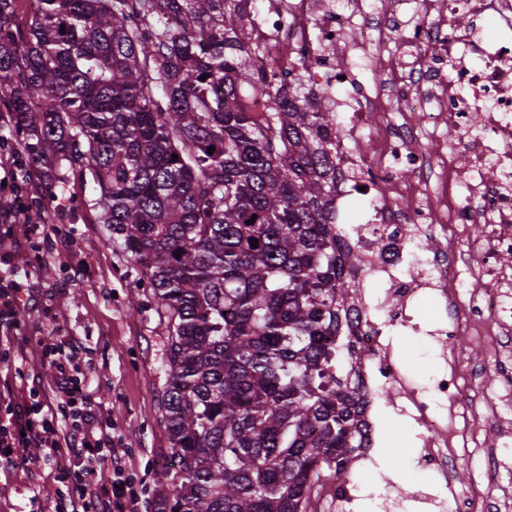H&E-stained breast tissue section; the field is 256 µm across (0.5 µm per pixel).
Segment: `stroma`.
Masks as SVG:
<instances>
[{"mask_svg":"<svg viewBox=\"0 0 512 512\" xmlns=\"http://www.w3.org/2000/svg\"><path fill=\"white\" fill-rule=\"evenodd\" d=\"M93 194L92 185L46 177L36 192L52 199L42 233L31 238L25 225L15 224L0 240V272L14 274L23 285L18 323L0 339V377L10 383L9 389L0 388V419L10 393L54 387L56 370L41 361L42 342L77 341L73 374L98 421L112 426L116 442L127 451L135 512H158L161 497L170 492L158 481L171 453L161 411L167 329L131 261L107 242L103 225L91 223L83 200ZM413 315L422 333L396 336L393 346L408 378L422 387L442 369L440 346L427 334L442 315L427 295ZM371 419L378 446L369 459L353 463L350 476L380 489L373 512H437L432 478L418 465L422 448L416 428L382 404ZM61 464L71 467L75 461L59 455L57 464L40 473L21 461L0 468V512H49L60 488Z\"/></svg>","mask_w":512,"mask_h":512,"instance_id":"stroma-1","label":"stroma"}]
</instances>
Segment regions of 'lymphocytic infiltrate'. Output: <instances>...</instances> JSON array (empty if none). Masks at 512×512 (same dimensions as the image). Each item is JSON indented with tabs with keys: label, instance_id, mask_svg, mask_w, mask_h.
Returning <instances> with one entry per match:
<instances>
[{
	"label": "lymphocytic infiltrate",
	"instance_id": "lymphocytic-infiltrate-1",
	"mask_svg": "<svg viewBox=\"0 0 512 512\" xmlns=\"http://www.w3.org/2000/svg\"><path fill=\"white\" fill-rule=\"evenodd\" d=\"M0 179L14 188L13 195L0 197V218L8 224H27L29 233L38 232L45 217L31 212L23 200L38 182L36 171L23 167L11 154L0 167ZM40 356L55 365L58 381L51 391L27 395L11 404L7 423L0 425V463L12 464L15 455L20 454L37 472L42 469L44 459L63 451L90 465L109 459L111 469L106 483L91 490L81 478H74L70 486L58 492L51 512H129L134 495L127 454L115 447L110 432L92 425V404L80 380L67 371L78 357L77 350L64 351L50 343L43 345ZM65 413L70 415L71 425H60L59 417ZM32 448L43 449L44 458L29 456Z\"/></svg>",
	"mask_w": 512,
	"mask_h": 512
}]
</instances>
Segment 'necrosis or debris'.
I'll return each mask as SVG.
<instances>
[{
    "instance_id": "1",
    "label": "necrosis or debris",
    "mask_w": 512,
    "mask_h": 512,
    "mask_svg": "<svg viewBox=\"0 0 512 512\" xmlns=\"http://www.w3.org/2000/svg\"><path fill=\"white\" fill-rule=\"evenodd\" d=\"M267 0L254 34L277 69L305 59L316 88H346L336 106L342 184L383 187L362 224L337 237L358 243L360 284L350 305L356 365L367 405L379 394L419 430L423 469L446 493L449 512H497L495 477L512 466V436L486 457L484 490L459 488L452 474L460 444L512 409V383L488 391L482 370L455 350L457 335L478 337L490 362L512 350V0ZM469 22L456 25L459 14ZM497 34L488 36L484 19ZM355 31L379 45L376 57L350 53ZM375 63L384 88L368 93L357 78ZM374 112L378 121L365 127ZM424 146L415 141L423 127ZM376 149L365 154L364 139ZM468 156L458 167V151ZM434 239L433 248L422 245ZM429 292L446 317L431 337L444 367L431 387L408 380L395 355V331L412 328L410 310Z\"/></svg>"
}]
</instances>
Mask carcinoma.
<instances>
[{
	"label": "carcinoma",
	"mask_w": 512,
	"mask_h": 512,
	"mask_svg": "<svg viewBox=\"0 0 512 512\" xmlns=\"http://www.w3.org/2000/svg\"><path fill=\"white\" fill-rule=\"evenodd\" d=\"M255 13L0 0V112L58 180L93 183L85 207L167 322L160 512H307L366 448L333 100L305 62L264 65Z\"/></svg>",
	"instance_id": "obj_1"
}]
</instances>
